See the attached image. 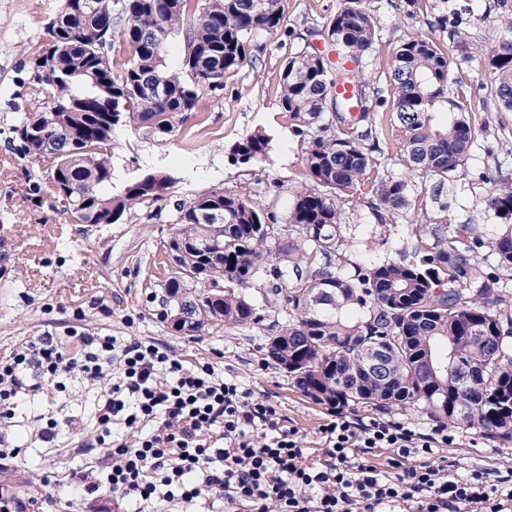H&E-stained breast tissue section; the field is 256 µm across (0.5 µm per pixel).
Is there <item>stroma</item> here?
I'll return each instance as SVG.
<instances>
[{
    "label": "stroma",
    "mask_w": 512,
    "mask_h": 512,
    "mask_svg": "<svg viewBox=\"0 0 512 512\" xmlns=\"http://www.w3.org/2000/svg\"><path fill=\"white\" fill-rule=\"evenodd\" d=\"M283 4L290 36L263 31L253 36L248 60L225 76L224 91L211 103L205 122L189 117L175 138L163 144L144 140L127 127L115 130V183L148 169L175 171L177 183L164 190L159 202L168 213L175 203L216 188L264 203L269 184L282 180L287 189L278 196L277 208L287 213L290 190L304 179L305 168L292 121L279 108L280 74L294 53H330L320 30L339 0ZM62 6L63 0H0V234L10 249V260L0 270V357L45 335L63 342L76 333L111 336L121 344L152 341L185 366L211 363L217 372L274 405L286 424L303 435L308 460L317 459L323 446L320 427L330 409L302 397L283 371L263 361L259 346L269 333L267 325L223 326L188 336L153 314L148 297L165 275L171 224L150 218L149 208L142 206L117 223L87 226L75 223L54 199H38L31 193L39 176L12 150L11 128L18 120L21 85L30 76L28 47L44 37L46 24ZM370 6L381 30L378 62L385 68L402 43L433 36L430 18L447 7L467 8L471 43H489L512 0L503 5L498 0H430L427 14L414 17L403 11L401 0H370ZM490 83L484 65L468 63L451 70L448 95L474 108ZM484 114L487 132L479 147L428 206L447 207L453 223L481 225L490 238L499 224L484 208L487 186L478 175L512 178V165L496 167L504 151L512 149V112L490 103ZM261 128L276 137L271 162L249 168L232 165L229 147ZM349 225L360 259H399L410 251L406 226H379L366 206L350 212ZM103 393V386L76 375L57 383L46 381L38 391L23 395L13 418L0 424V448L15 452L14 457L0 459V474L29 481L40 497V512H133V504L108 489L82 500L70 484L72 475L82 474L90 460L85 449L98 435L96 409ZM51 425L56 437L43 442L40 434ZM449 433L454 442L443 450L448 459L490 473L512 470V441L489 439L461 427L450 428ZM27 490L18 489V496Z\"/></svg>",
    "instance_id": "35a3bbf8"
}]
</instances>
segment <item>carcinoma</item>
<instances>
[{
  "mask_svg": "<svg viewBox=\"0 0 512 512\" xmlns=\"http://www.w3.org/2000/svg\"><path fill=\"white\" fill-rule=\"evenodd\" d=\"M487 45L471 44L457 20L435 17L450 44L416 38L389 65L391 136L407 175L388 169L387 141L373 128L365 75L377 68V19L369 0H341L323 25L337 60L301 51L287 59L279 105L294 120L305 181L284 217L276 207L213 189L174 206L163 293L150 302L168 320L182 298L191 333L222 324L280 319L262 347L288 363L302 396L342 411L408 406L435 419L512 441V181L490 179L486 211L503 225L485 237L451 224L433 198L464 166L486 122L448 97L452 67L479 58L495 105L512 111V14ZM288 34L282 0H64L29 46L26 106L13 126L17 154L42 174L33 193L63 203L79 224H115L161 200L152 172L116 185L112 133L120 126L166 142L189 115L203 118L224 77L247 60L251 36ZM182 37V64L168 67L169 38ZM349 59L348 70L341 61ZM362 86L355 118L338 82ZM273 136L257 130L229 148L244 167L271 160ZM367 207L384 225H415L411 255L363 263L349 254L347 211ZM258 293L260 299L253 298ZM387 352L388 373L364 368L369 347Z\"/></svg>",
  "mask_w": 512,
  "mask_h": 512,
  "instance_id": "cac0c4a2",
  "label": "carcinoma"
}]
</instances>
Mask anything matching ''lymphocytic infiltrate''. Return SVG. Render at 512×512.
<instances>
[{
  "label": "lymphocytic infiltrate",
  "mask_w": 512,
  "mask_h": 512,
  "mask_svg": "<svg viewBox=\"0 0 512 512\" xmlns=\"http://www.w3.org/2000/svg\"><path fill=\"white\" fill-rule=\"evenodd\" d=\"M78 342L75 357L40 336L1 358L0 418H12L32 378L75 371L105 386L97 416L102 453L77 478L79 497L105 487L151 512L189 507L206 492L256 512L270 501L277 512H512V471L463 472L440 454L453 441L447 428L423 433L336 412L320 428L323 460L315 464L273 405L212 365L185 367L151 341L120 345L82 335ZM148 424L152 432L143 433ZM378 448L390 449L388 468L373 463Z\"/></svg>",
  "instance_id": "1"
}]
</instances>
